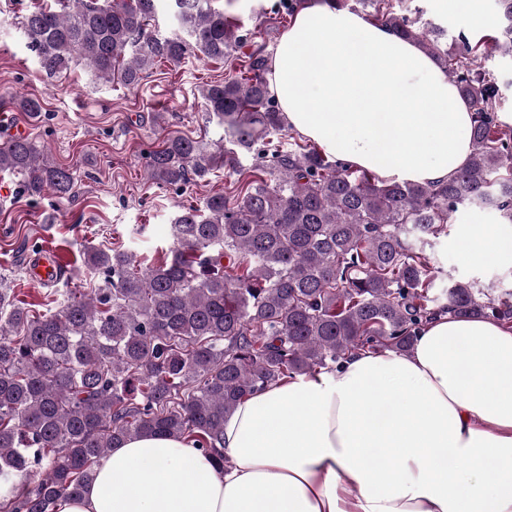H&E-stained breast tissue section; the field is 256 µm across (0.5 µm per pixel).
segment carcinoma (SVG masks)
I'll use <instances>...</instances> for the list:
<instances>
[{
	"label": "carcinoma",
	"instance_id": "carcinoma-1",
	"mask_svg": "<svg viewBox=\"0 0 512 512\" xmlns=\"http://www.w3.org/2000/svg\"><path fill=\"white\" fill-rule=\"evenodd\" d=\"M157 2L55 0L20 24L49 76L82 65L131 90L192 55L226 65L200 97L229 145L170 135L145 176L179 190L221 166L237 176L234 190L179 207L173 248L149 267L121 247H85L97 286L50 291L43 313L0 275V512H54L128 437L188 438L222 467L224 415L253 393L358 351L405 352L438 315L512 323V292L492 299L455 281L432 294L439 271L424 253L462 207L512 223V127L497 119L496 77L474 65L487 41L461 34L450 47L441 28L397 14L395 0H355L354 11L436 58L473 112L472 150L452 178L401 182L283 143L266 47L249 42L256 31L214 0H167L178 31L162 36ZM497 6L495 43L512 54V0ZM11 102L43 112L37 97ZM0 172L33 202L75 197L70 169L29 137L0 143Z\"/></svg>",
	"mask_w": 512,
	"mask_h": 512
}]
</instances>
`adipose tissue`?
<instances>
[{
    "instance_id": "obj_1",
    "label": "adipose tissue",
    "mask_w": 512,
    "mask_h": 512,
    "mask_svg": "<svg viewBox=\"0 0 512 512\" xmlns=\"http://www.w3.org/2000/svg\"><path fill=\"white\" fill-rule=\"evenodd\" d=\"M267 81L289 130L379 177L443 180L469 157L436 60L328 0H304ZM223 452L125 439L56 512H512V328L442 315L408 352L270 386L225 415Z\"/></svg>"
}]
</instances>
